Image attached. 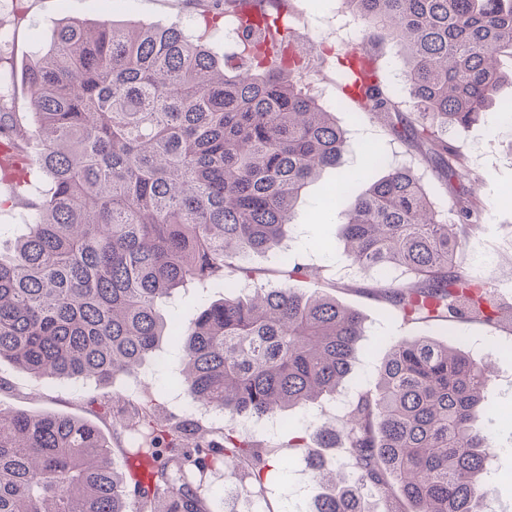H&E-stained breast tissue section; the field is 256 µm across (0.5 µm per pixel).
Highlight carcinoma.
Instances as JSON below:
<instances>
[{
  "label": "carcinoma",
  "mask_w": 512,
  "mask_h": 512,
  "mask_svg": "<svg viewBox=\"0 0 512 512\" xmlns=\"http://www.w3.org/2000/svg\"><path fill=\"white\" fill-rule=\"evenodd\" d=\"M253 0H213L249 15L250 54L216 58L177 25L108 20L58 23L30 60L31 111L0 102V148L37 168L50 188L29 224L0 252V359L34 378L94 380L133 374L165 339L179 347V384L202 405L259 420L305 410L336 394L352 370L363 319L336 299L304 295L319 279L282 247L308 185L339 164L345 130L299 74L312 68L296 35ZM369 36L405 59L412 117L381 84L363 48L344 57L357 103L399 140L428 147L447 182L469 174L438 131H462L497 100L496 64L512 51V0H346ZM484 208L464 189L448 223L421 177L393 168L340 212L344 257L359 272L391 273L377 289L407 322L445 324L466 303L500 322L490 280L458 268V224ZM287 266L284 283L226 295L182 325L163 306L190 284L230 288L255 270L252 254ZM488 360L422 336L390 341L376 385L336 418L309 419L303 436L344 443L351 475L310 462L322 487L310 512H484L491 434ZM119 429L150 483L116 469L110 441L69 415L0 412V512H211L201 479L232 464L237 490L254 492L272 467L247 433L216 434L189 418L162 420L155 405L125 401Z\"/></svg>",
  "instance_id": "1"
}]
</instances>
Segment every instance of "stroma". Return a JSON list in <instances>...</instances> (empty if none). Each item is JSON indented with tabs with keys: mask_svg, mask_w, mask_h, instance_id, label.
I'll return each mask as SVG.
<instances>
[{
	"mask_svg": "<svg viewBox=\"0 0 512 512\" xmlns=\"http://www.w3.org/2000/svg\"><path fill=\"white\" fill-rule=\"evenodd\" d=\"M210 0H0V28L8 33L0 42V73H7L5 97L17 109L28 110L30 96L22 81L21 64L32 54L55 24L69 18L90 22L109 20L116 24L136 21L155 26L177 24L190 34L202 36L217 57L235 51V44L224 39L223 30H208L200 17L209 9ZM288 25L308 34L302 50L324 43L338 54L367 46L375 58L384 87L400 102L402 112H410L408 92L402 79L403 56L396 42L369 40L361 20L351 19L339 0H288ZM310 92L331 110L337 122L348 132L346 151L339 165L326 169L306 190L299 203L294 224L284 242L289 258H296L323 271L319 291L357 310L364 320V334L357 351L352 374L333 398L312 405L311 416L334 421L356 391L375 379L387 342L399 336H428L448 342L474 357H490L493 385L489 401L493 411L489 427L493 434L491 467L498 475L491 497L496 512H512V203L503 202L504 192H512V85L504 84L493 109L468 129L449 133V141L460 145L463 164L477 180V194L484 206L481 223L464 225L459 234L463 246L458 265L472 278L491 280L508 305V328L494 329L481 322L462 319L442 331L429 323L408 324L375 293L380 281L349 269L342 254L339 207H326L322 191L326 184L351 177V194L361 193L370 180L385 175L397 166L414 167L442 215L455 208L458 185H449L423 158L413 144L392 139L385 127L361 111L347 98L336 81V65L319 62L306 79ZM223 286L191 285L179 290L165 306V312L190 322L202 303L223 299ZM155 365L145 366L152 379L149 392H140L138 379L117 376L109 384L92 381L35 379L19 372L8 361L0 362V409L26 410L32 413L67 414L93 421L104 434H111V414L96 412L92 400L105 395L120 397L136 394L138 400L150 399L160 417L198 420L204 427L220 428L223 415L208 411L186 392L172 386L171 379L180 363L169 344H161L154 354ZM238 429L248 433L264 448L269 458L287 461L285 470L272 474L264 494L267 512H308L318 488L305 469L306 454L321 453L330 461L344 462V448L318 449L315 441L306 447H288V434L280 426L255 427L253 420H237Z\"/></svg>",
	"mask_w": 512,
	"mask_h": 512,
	"instance_id": "stroma-1",
	"label": "stroma"
}]
</instances>
